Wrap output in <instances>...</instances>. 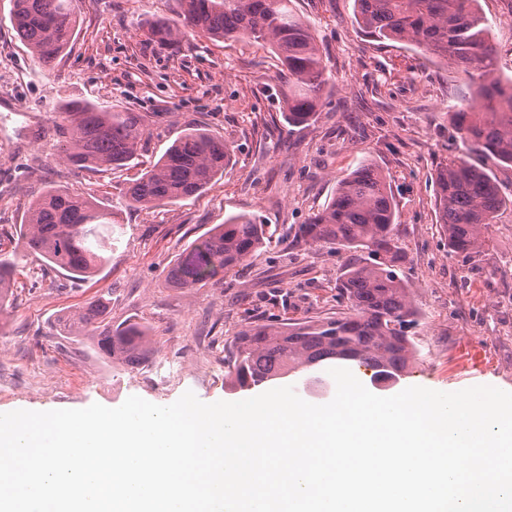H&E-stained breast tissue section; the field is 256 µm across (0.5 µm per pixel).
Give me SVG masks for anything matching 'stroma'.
Returning <instances> with one entry per match:
<instances>
[{"mask_svg": "<svg viewBox=\"0 0 512 512\" xmlns=\"http://www.w3.org/2000/svg\"><path fill=\"white\" fill-rule=\"evenodd\" d=\"M74 5L71 45L47 66L17 39L12 0H0V253L17 265L14 297L0 315V413L115 408L132 395L166 406L188 391L205 403L251 398L227 382L225 349L234 336L254 323L347 309L336 289L346 254L291 236L366 160L392 187L407 254L401 275L420 313L417 355L384 396L411 386L512 392V166L485 162L506 204L480 257L449 253L438 221L435 173L462 150L451 114L468 90L466 77L411 45L364 37L354 0H292L332 77L317 120L292 130L269 47L191 32L164 48L146 41L149 22L176 20L178 0ZM478 7L499 69L512 77V0H479ZM66 99L156 113L137 160L99 170L62 160L55 124ZM189 127L231 147L223 176L187 200L130 206L126 188ZM51 185L94 194L118 215L109 258L90 280L49 269L18 236L30 204ZM239 213L266 226L259 254L206 285L172 287L170 266ZM101 293L110 296L113 324L132 319L150 328V353L140 364L112 362L90 336L74 342L59 333L60 315Z\"/></svg>", "mask_w": 512, "mask_h": 512, "instance_id": "stroma-1", "label": "stroma"}]
</instances>
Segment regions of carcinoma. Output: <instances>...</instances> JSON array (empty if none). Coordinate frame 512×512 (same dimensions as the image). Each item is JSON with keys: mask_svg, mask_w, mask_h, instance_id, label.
I'll return each instance as SVG.
<instances>
[{"mask_svg": "<svg viewBox=\"0 0 512 512\" xmlns=\"http://www.w3.org/2000/svg\"><path fill=\"white\" fill-rule=\"evenodd\" d=\"M292 0H179L180 22L154 21L148 38L177 41L186 31L211 39L247 38L269 46L287 85L283 96L288 129L316 120L328 86L327 66L308 22ZM357 26L377 41L407 42L448 67L478 80L482 99L472 110L452 113L455 133L467 151L512 165V78L502 77L489 26L478 0H354ZM11 24L21 42L42 63L59 62L77 24L73 0H13ZM59 111L66 125L65 160L87 169L121 167L139 155L148 134L145 112H125L96 103L69 100ZM224 139L204 128H186L165 153L126 190L130 204L150 209L202 193L230 162ZM439 223L448 235V252L476 257L487 244L485 230L504 204L496 182L463 156L436 175ZM116 223V214L93 196L50 186L19 225L26 246L74 280L95 275L112 247V234L98 227ZM397 211L386 175L364 162L340 179L325 208L300 225L295 239L328 244L354 254L342 268L338 288L349 313L322 319H286L241 331L232 340L224 365L233 387L250 389L270 380L303 373L327 360L363 364L372 380L400 379L414 358L409 329L419 324L407 282L400 277L407 254L397 237ZM266 243L264 225L236 214L214 226L188 256L173 264L168 281L193 288L228 273L254 257ZM14 265L0 254V312L13 296ZM66 334L98 333L97 349L126 365L148 353L150 328L138 322L112 327L108 300L100 295L58 318Z\"/></svg>", "mask_w": 512, "mask_h": 512, "instance_id": "1", "label": "carcinoma"}]
</instances>
